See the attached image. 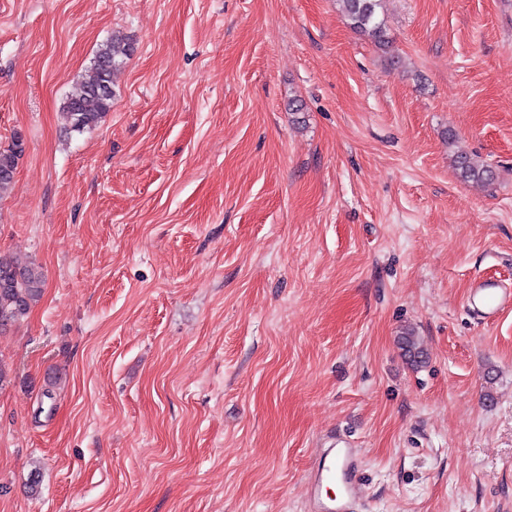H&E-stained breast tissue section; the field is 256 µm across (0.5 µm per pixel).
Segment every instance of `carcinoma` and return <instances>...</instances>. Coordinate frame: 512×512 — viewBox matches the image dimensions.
Segmentation results:
<instances>
[{
	"instance_id": "cac0c4a2",
	"label": "carcinoma",
	"mask_w": 512,
	"mask_h": 512,
	"mask_svg": "<svg viewBox=\"0 0 512 512\" xmlns=\"http://www.w3.org/2000/svg\"><path fill=\"white\" fill-rule=\"evenodd\" d=\"M340 2L353 30L370 37L380 47L388 46L383 21L378 17L382 0ZM132 52V44L121 36L114 35L99 45L88 74L64 102L63 112L71 130L82 132L91 129L111 110L115 75ZM23 152V143L18 137L8 147L0 148V194L12 186L17 161ZM454 165L460 179L465 182L491 184L496 179L492 167L467 154L456 155ZM43 286L41 268L22 265L0 255V327L25 317L40 300ZM398 344L409 364L420 365L425 361L426 353L414 330L404 329Z\"/></svg>"
}]
</instances>
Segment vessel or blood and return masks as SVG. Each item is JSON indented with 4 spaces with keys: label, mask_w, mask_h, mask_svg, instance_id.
I'll return each instance as SVG.
<instances>
[{
    "label": "vessel or blood",
    "mask_w": 512,
    "mask_h": 512,
    "mask_svg": "<svg viewBox=\"0 0 512 512\" xmlns=\"http://www.w3.org/2000/svg\"><path fill=\"white\" fill-rule=\"evenodd\" d=\"M469 309L483 322L495 321L512 309V289L493 279L476 280ZM361 457L351 441L332 437L323 459L313 468L308 494L314 512H359L356 489L361 482Z\"/></svg>",
    "instance_id": "b4317fda"
}]
</instances>
